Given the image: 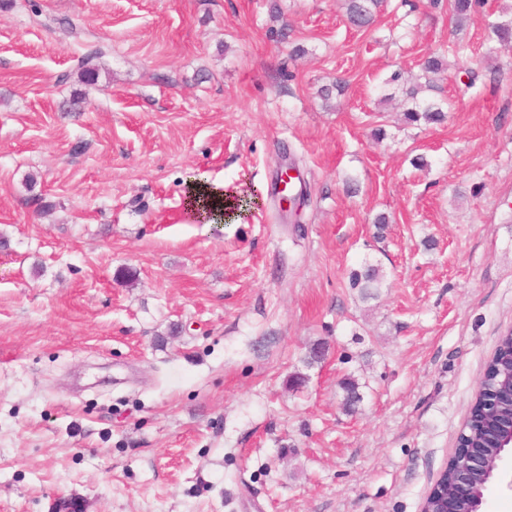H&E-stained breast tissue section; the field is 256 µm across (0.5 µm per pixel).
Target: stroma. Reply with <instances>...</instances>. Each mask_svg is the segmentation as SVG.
Listing matches in <instances>:
<instances>
[{
    "label": "stroma",
    "instance_id": "stroma-1",
    "mask_svg": "<svg viewBox=\"0 0 512 512\" xmlns=\"http://www.w3.org/2000/svg\"><path fill=\"white\" fill-rule=\"evenodd\" d=\"M487 18L512 0L461 30L450 0H382L367 30L344 0L0 8V512H420L512 330ZM416 83L444 123L403 121ZM290 163L309 197L284 212ZM195 177L230 221L192 218ZM223 188L224 185L218 182H209L199 179L192 180L188 184V192L186 193V208L202 221V217L208 212L203 209L202 205L208 202L210 205L216 206V210H212L209 207V210L214 214V220H207L205 221L206 224L216 222V218L222 215L221 212H223V215L231 214V210L235 207V202L224 195ZM203 199L205 200L203 201ZM198 209L200 211H198ZM203 211L206 213H203ZM200 213L202 216H200ZM380 275L379 270L374 267H369L363 273L354 272L351 275V288H360L364 297H373L376 293L371 291L373 288H379Z\"/></svg>",
    "mask_w": 512,
    "mask_h": 512
}]
</instances>
